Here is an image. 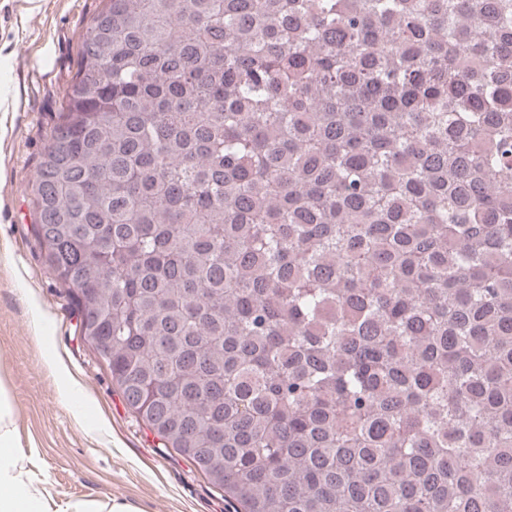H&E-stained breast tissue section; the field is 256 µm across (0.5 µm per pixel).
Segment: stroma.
<instances>
[{"label": "stroma", "mask_w": 512, "mask_h": 512, "mask_svg": "<svg viewBox=\"0 0 512 512\" xmlns=\"http://www.w3.org/2000/svg\"><path fill=\"white\" fill-rule=\"evenodd\" d=\"M101 0H0V378L23 451L62 500L112 496L140 512H233L126 407L79 334L78 312L32 233L27 186ZM58 355L85 391L67 403L45 362Z\"/></svg>", "instance_id": "35a3bbf8"}]
</instances>
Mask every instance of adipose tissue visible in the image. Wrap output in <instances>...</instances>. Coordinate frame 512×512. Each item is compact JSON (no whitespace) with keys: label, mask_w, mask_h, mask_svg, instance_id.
I'll list each match as a JSON object with an SVG mask.
<instances>
[{"label":"adipose tissue","mask_w":512,"mask_h":512,"mask_svg":"<svg viewBox=\"0 0 512 512\" xmlns=\"http://www.w3.org/2000/svg\"><path fill=\"white\" fill-rule=\"evenodd\" d=\"M17 444L8 391L0 383V512H139L124 500L87 497L57 503L45 482L34 480Z\"/></svg>","instance_id":"1"}]
</instances>
